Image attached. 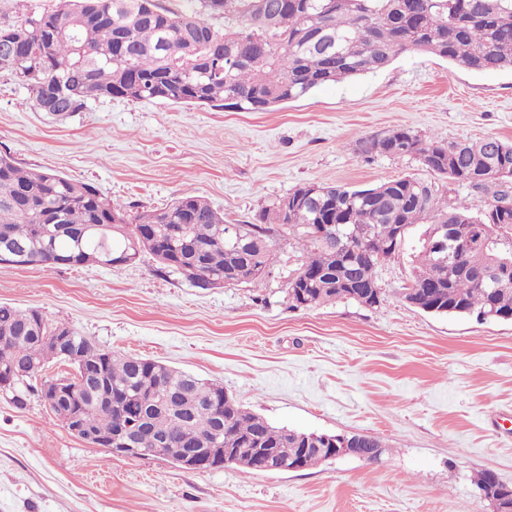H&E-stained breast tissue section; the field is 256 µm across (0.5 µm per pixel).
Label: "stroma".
<instances>
[{
  "label": "stroma",
  "mask_w": 512,
  "mask_h": 512,
  "mask_svg": "<svg viewBox=\"0 0 512 512\" xmlns=\"http://www.w3.org/2000/svg\"><path fill=\"white\" fill-rule=\"evenodd\" d=\"M400 126L428 140L512 142V73L407 52L268 112L115 97L63 121L0 75V151L22 166L93 184L123 206L201 196L229 224L257 222L309 182L361 189L425 177L416 159L367 162L355 150ZM418 236L378 269L385 300L374 309L349 300L289 309L304 246L286 227L269 274L224 288L160 275L147 252L116 267L0 264L1 303L39 309L100 349L221 384L274 426L387 444L375 464L188 470L113 456L20 386L0 392V512H493L472 475L488 469L512 485V321L409 305L402 289Z\"/></svg>",
  "instance_id": "stroma-1"
}]
</instances>
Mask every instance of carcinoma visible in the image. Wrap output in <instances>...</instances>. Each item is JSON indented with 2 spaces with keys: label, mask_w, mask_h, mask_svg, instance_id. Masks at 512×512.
<instances>
[{
  "label": "carcinoma",
  "mask_w": 512,
  "mask_h": 512,
  "mask_svg": "<svg viewBox=\"0 0 512 512\" xmlns=\"http://www.w3.org/2000/svg\"><path fill=\"white\" fill-rule=\"evenodd\" d=\"M174 11L163 0H60L52 9L30 11L0 22V71L25 89L38 111L64 120L101 98L157 99L173 104L262 112L306 96L329 83L377 72L399 54L421 51L478 72L512 71V0H194ZM224 17L217 29L206 16ZM202 65L189 66L195 58ZM358 153L429 159L425 170L474 190H489L495 167L512 172V142L495 137L435 142L408 127L358 141ZM316 198L304 184L259 215L257 224H226L203 197L187 195L163 208L128 213L95 186L55 172H34L0 153V253L20 256L17 266L48 270L83 266L89 258L129 251L138 242L163 274L192 280L198 269L225 278L257 280L270 272L278 227L301 230L311 244L306 261L288 285L289 308L304 310L338 299L370 308L383 302L377 269L398 255L417 225L411 282L417 300L439 316L491 320L512 315V264L499 277L481 279L492 257L512 259V189L492 199H462L449 206L435 181L407 176L365 189L323 184ZM458 229V263L443 272L432 243L436 225ZM59 324L37 309L0 303V371L15 385L40 382V396L56 379L46 364L63 359L48 343ZM72 345L89 355L88 371L102 374L112 404L92 395L75 376L66 377V404L49 406L65 422L71 415L99 435L124 421L127 442L152 448L174 438L187 448H275L293 454L301 432L271 425L248 411L224 387L148 358L97 348L70 330ZM305 455L303 467L327 461ZM477 489L495 488L512 505V486L486 469L475 473Z\"/></svg>",
  "instance_id": "obj_1"
}]
</instances>
